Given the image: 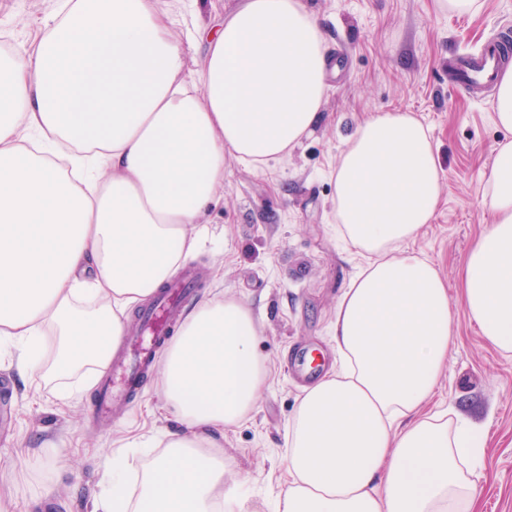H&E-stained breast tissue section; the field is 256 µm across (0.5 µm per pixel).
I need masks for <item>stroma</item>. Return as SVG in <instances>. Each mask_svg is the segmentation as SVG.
I'll return each instance as SVG.
<instances>
[{
  "instance_id": "stroma-1",
  "label": "stroma",
  "mask_w": 512,
  "mask_h": 512,
  "mask_svg": "<svg viewBox=\"0 0 512 512\" xmlns=\"http://www.w3.org/2000/svg\"><path fill=\"white\" fill-rule=\"evenodd\" d=\"M241 2L158 0L174 21L188 70L205 58L196 29L214 26ZM304 2L319 15L336 64L321 121L276 169L227 162L224 186L205 216L208 237L191 261L201 273L195 302L225 291L256 311V350L270 370L249 419L225 429L224 457L250 512H273L278 477L271 469L285 454V430L303 388L290 360L313 352L324 369L335 366L333 312L362 263L333 230L332 174L360 123L408 112L429 127L442 174L438 210L413 247L446 281L455 323L432 403L454 404L486 430L475 512H512V353L486 342L464 311L460 288L465 258L491 222L483 195L494 149L512 133L494 121L493 91L461 89L448 75L452 57L512 32V0H480L466 15L439 11L435 0ZM60 4L0 0V43L17 53L30 48ZM58 386L22 377L0 360V483L14 489L10 512H91L102 480L97 449L180 427L148 413L159 402L156 377L110 421L95 414L98 387L63 402L53 394Z\"/></svg>"
}]
</instances>
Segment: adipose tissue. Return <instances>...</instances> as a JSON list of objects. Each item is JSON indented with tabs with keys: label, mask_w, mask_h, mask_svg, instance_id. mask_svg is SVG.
Instances as JSON below:
<instances>
[{
	"label": "adipose tissue",
	"mask_w": 512,
	"mask_h": 512,
	"mask_svg": "<svg viewBox=\"0 0 512 512\" xmlns=\"http://www.w3.org/2000/svg\"><path fill=\"white\" fill-rule=\"evenodd\" d=\"M157 0H64L29 52L0 55V346L19 371L105 370L130 310L198 251L227 161L264 171L321 120L328 49L303 0H244L187 73ZM441 172L406 112L364 121L333 173L335 232L365 263L331 323L336 365L285 432L276 512H473L484 438L423 406L454 335L448 287L409 245ZM491 222L461 274L467 315L512 353V141L486 181ZM252 307L222 293L183 320L159 368L180 421L138 488L113 453L95 512H249L225 428L267 384Z\"/></svg>",
	"instance_id": "ef3b65f1"
}]
</instances>
